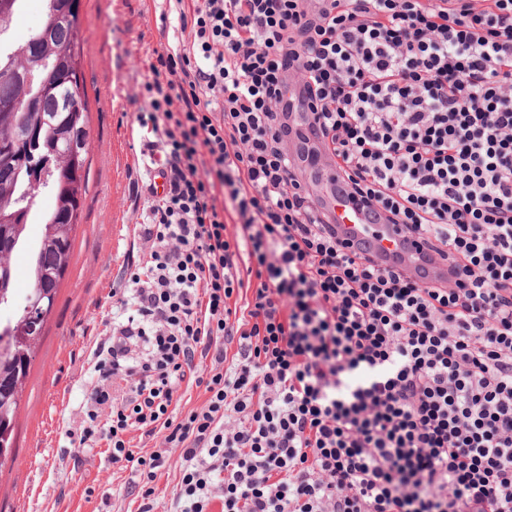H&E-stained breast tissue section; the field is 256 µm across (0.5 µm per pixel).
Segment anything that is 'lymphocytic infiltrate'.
<instances>
[{
    "label": "lymphocytic infiltrate",
    "mask_w": 512,
    "mask_h": 512,
    "mask_svg": "<svg viewBox=\"0 0 512 512\" xmlns=\"http://www.w3.org/2000/svg\"><path fill=\"white\" fill-rule=\"evenodd\" d=\"M134 115L148 250L112 290L84 451L157 512H512V0H189ZM351 195L454 266L349 250L287 144L289 73ZM207 400L180 412L182 390ZM140 431H133L128 435L136 455L149 456L154 451L166 450L164 464L156 469V477L152 482L155 497L159 502H168L181 481L179 450L176 448H164L161 436L155 438L141 437Z\"/></svg>",
    "instance_id": "lymphocytic-infiltrate-1"
}]
</instances>
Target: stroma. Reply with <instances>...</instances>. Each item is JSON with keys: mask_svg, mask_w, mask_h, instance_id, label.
<instances>
[{"mask_svg": "<svg viewBox=\"0 0 512 512\" xmlns=\"http://www.w3.org/2000/svg\"><path fill=\"white\" fill-rule=\"evenodd\" d=\"M168 0H82L90 172L69 267L37 344L16 410L13 459L0 467V512H137L128 491L136 476L107 455L83 452L77 429L86 394L97 383L95 351L105 335L113 284L132 259L134 232L150 180L138 159L143 141L132 128L139 82L162 40ZM135 453L164 450L152 483L166 502L180 485L179 451L161 438L131 432Z\"/></svg>", "mask_w": 512, "mask_h": 512, "instance_id": "obj_1", "label": "stroma"}]
</instances>
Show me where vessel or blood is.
I'll use <instances>...</instances> for the list:
<instances>
[{
	"label": "vessel or blood",
	"mask_w": 512,
	"mask_h": 512,
	"mask_svg": "<svg viewBox=\"0 0 512 512\" xmlns=\"http://www.w3.org/2000/svg\"><path fill=\"white\" fill-rule=\"evenodd\" d=\"M305 180L315 198L335 224L341 238L354 248L376 255L383 266H393L394 256H401V265L428 280L449 276L446 260L430 252L420 238L406 235L401 226L384 223L378 210L349 200L343 192V174L339 167L323 160L304 163Z\"/></svg>",
	"instance_id": "1"
}]
</instances>
